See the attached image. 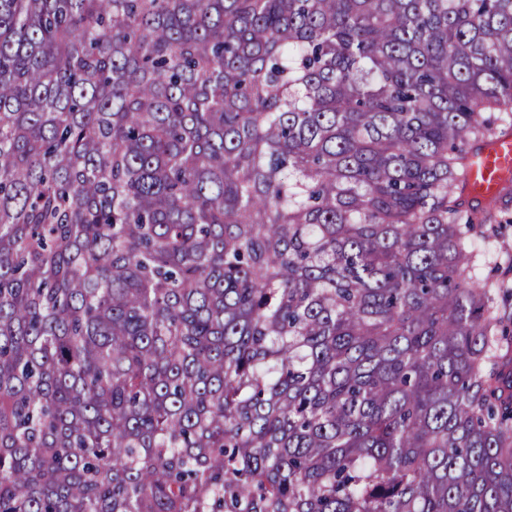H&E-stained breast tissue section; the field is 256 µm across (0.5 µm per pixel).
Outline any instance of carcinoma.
<instances>
[{"mask_svg": "<svg viewBox=\"0 0 512 512\" xmlns=\"http://www.w3.org/2000/svg\"><path fill=\"white\" fill-rule=\"evenodd\" d=\"M504 136L512 0H0V512H512ZM473 161L470 194L480 199L494 197L503 178L512 171V138L496 140L491 149L482 152ZM495 223L494 234L487 239H477L475 247L478 257L477 273L481 280L493 283L504 282L512 286V201L503 209ZM507 221V222H506Z\"/></svg>", "mask_w": 512, "mask_h": 512, "instance_id": "cac0c4a2", "label": "carcinoma"}]
</instances>
